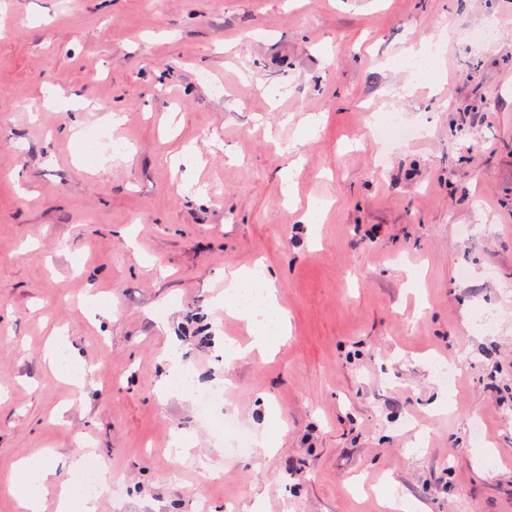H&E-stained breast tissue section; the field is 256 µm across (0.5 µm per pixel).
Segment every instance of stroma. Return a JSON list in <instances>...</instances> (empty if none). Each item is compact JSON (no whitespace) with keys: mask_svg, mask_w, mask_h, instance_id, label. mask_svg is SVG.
<instances>
[{"mask_svg":"<svg viewBox=\"0 0 512 512\" xmlns=\"http://www.w3.org/2000/svg\"><path fill=\"white\" fill-rule=\"evenodd\" d=\"M389 112L418 138L374 140ZM91 130L127 151L83 168ZM259 263L289 333L228 366ZM174 340L250 453L158 400ZM77 449L97 512H512V0H0V512ZM102 474L100 472L97 461L88 457L85 463V474L81 485L75 488V491L80 496H93L101 488ZM28 462L30 461L26 459L20 465L25 474V482L22 487L24 490V507L30 512H38L39 499L37 492L43 491L47 485L57 484L56 472L48 464Z\"/></svg>","mask_w":512,"mask_h":512,"instance_id":"1","label":"stroma"}]
</instances>
